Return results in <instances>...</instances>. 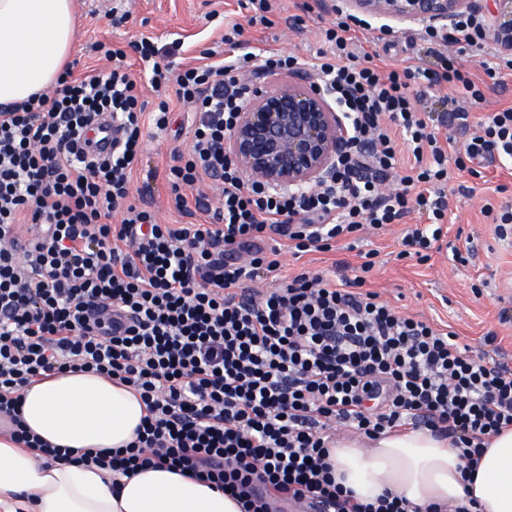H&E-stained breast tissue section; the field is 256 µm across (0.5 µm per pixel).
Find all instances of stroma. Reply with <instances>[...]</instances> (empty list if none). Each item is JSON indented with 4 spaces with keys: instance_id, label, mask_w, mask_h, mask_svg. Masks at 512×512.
Listing matches in <instances>:
<instances>
[{
    "instance_id": "35a3bbf8",
    "label": "stroma",
    "mask_w": 512,
    "mask_h": 512,
    "mask_svg": "<svg viewBox=\"0 0 512 512\" xmlns=\"http://www.w3.org/2000/svg\"><path fill=\"white\" fill-rule=\"evenodd\" d=\"M303 0H273L272 28H252L247 33L255 48L292 53L301 57L315 53L321 45V33L335 18L334 0H324L302 14L303 22L292 26V15L300 14ZM243 0H75L78 30L72 62L75 73L103 66L99 54L91 52L93 43L127 48L130 41L146 39L166 48L176 46L173 62L177 67L197 64L205 51L223 50L227 24L246 23ZM379 23L359 31L357 43L374 49L371 39L379 32ZM398 41L377 50L383 67L432 65L419 39L417 27L393 23ZM483 58L466 59L484 89L485 100L470 109L469 125L477 127L485 114L512 108V73L488 77ZM171 122L166 131L145 130V150L134 167V189H145L146 198L159 223L187 224L203 221V214L188 216L170 204L167 178L174 152H188L191 133L183 123V107L171 102ZM448 201V241L460 250L463 259L449 260L448 250H432L429 261L420 263L399 258L406 225L420 223L419 214H411L405 224H395L375 233L362 230L354 249L329 253L312 252L303 257L283 253L282 275H293L301 268L340 270L342 265L359 264V252L378 253L377 263L367 281L399 311L434 321L456 332L460 343L474 354L485 355L512 366V321H501V298L512 297V238L499 240L485 202H512V160H499L484 168L482 177L454 172L446 189Z\"/></svg>"
}]
</instances>
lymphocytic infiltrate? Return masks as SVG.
Segmentation results:
<instances>
[{"instance_id": "1", "label": "lymphocytic infiltrate", "mask_w": 512, "mask_h": 512, "mask_svg": "<svg viewBox=\"0 0 512 512\" xmlns=\"http://www.w3.org/2000/svg\"><path fill=\"white\" fill-rule=\"evenodd\" d=\"M246 24L224 34L222 58L175 69L154 44L106 50L111 67L74 77L53 94L0 107V418L43 463L62 459L24 427L22 388L64 370L104 376L139 393L146 414L128 447L79 461L112 475L164 467L233 497L241 512L281 500L304 512H440L385 494L357 502L330 462L337 427L369 438L412 426L448 438L467 468L485 436L512 426V369L471 354L454 331L402 314L365 290L375 252L350 274L306 270L277 287L282 249L326 253L364 228L426 221L402 238L424 262L445 238L452 169L512 158V108L469 135L459 105L483 94L463 57L483 51L479 21L422 35L435 63L382 71L358 48L361 20L337 14L310 71L348 115L355 149L336 178L297 193L247 183L224 156L246 103V74L289 71L301 58L243 51L245 27H271V0H248ZM138 54L154 91L173 90L191 114L193 143L169 167L173 207L200 224H160L132 202L130 172L143 129H165L170 107L148 109L126 63ZM462 146L442 145L420 108L439 87ZM109 115L121 130L111 156L88 153L87 128ZM413 162L401 186L383 185L400 152ZM398 173V172H397ZM211 179L219 206L186 191ZM122 211L121 223L111 216Z\"/></svg>"}]
</instances>
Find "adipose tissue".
<instances>
[{
  "mask_svg": "<svg viewBox=\"0 0 512 512\" xmlns=\"http://www.w3.org/2000/svg\"><path fill=\"white\" fill-rule=\"evenodd\" d=\"M76 32L75 0H0V106L54 86ZM144 414L132 389L91 373H57L25 387L28 430L70 457L36 464L29 448L0 433V512H240L223 491L165 468L115 479L76 463L88 449L125 447ZM484 448L467 480L447 439L421 428H397L367 443L341 438L330 458L337 481L361 502L397 493L446 512L472 500L479 512H512V427Z\"/></svg>",
  "mask_w": 512,
  "mask_h": 512,
  "instance_id": "adipose-tissue-1",
  "label": "adipose tissue"
}]
</instances>
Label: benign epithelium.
I'll return each mask as SVG.
<instances>
[{
  "label": "benign epithelium",
  "mask_w": 512,
  "mask_h": 512,
  "mask_svg": "<svg viewBox=\"0 0 512 512\" xmlns=\"http://www.w3.org/2000/svg\"><path fill=\"white\" fill-rule=\"evenodd\" d=\"M348 12L395 19L446 31L474 13V0H341ZM481 18L482 40L512 55V0H494ZM353 146L342 115L311 78L298 72L253 90L224 154L250 183L279 189L314 188L331 181L338 161Z\"/></svg>",
  "instance_id": "obj_1"
}]
</instances>
